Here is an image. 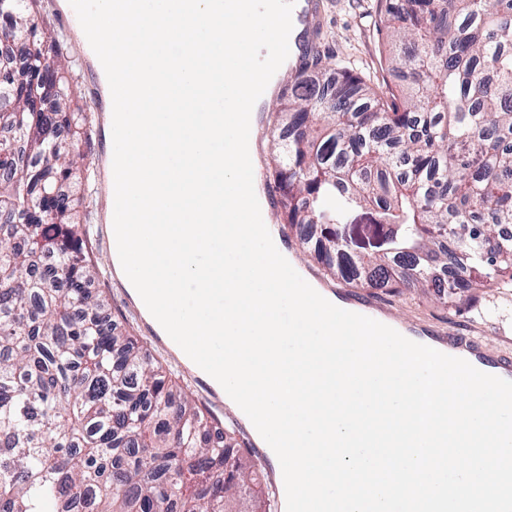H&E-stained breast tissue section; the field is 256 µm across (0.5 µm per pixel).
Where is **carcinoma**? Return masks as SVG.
Instances as JSON below:
<instances>
[{
  "label": "carcinoma",
  "instance_id": "1",
  "mask_svg": "<svg viewBox=\"0 0 512 512\" xmlns=\"http://www.w3.org/2000/svg\"><path fill=\"white\" fill-rule=\"evenodd\" d=\"M392 70L280 98L288 228L344 284L512 286V0H384ZM0 512H262L256 464L102 318L55 42L0 0Z\"/></svg>",
  "mask_w": 512,
  "mask_h": 512
}]
</instances>
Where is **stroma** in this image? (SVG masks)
<instances>
[{
    "label": "stroma",
    "mask_w": 512,
    "mask_h": 512,
    "mask_svg": "<svg viewBox=\"0 0 512 512\" xmlns=\"http://www.w3.org/2000/svg\"><path fill=\"white\" fill-rule=\"evenodd\" d=\"M322 26L318 34L317 57L323 67L341 69L349 75L364 79L376 91L395 85L389 71L388 46L380 0H323ZM67 0H37L35 8L47 34L60 48L58 61L72 90V110L86 113L88 121L78 141L83 172L81 222L90 241H93V259L97 276L93 290L108 303L105 317L138 338L147 353L171 379L178 391L196 396L191 371L184 366L166 344L151 336L144 318L135 316L131 300L121 299L116 288L111 247L97 246L99 235L105 234V210L109 189L103 172L101 146L97 129L104 115L87 88V75L94 64V53L83 32L57 29L53 10L66 5ZM374 296L387 301L401 324L434 322L440 325L481 327L483 341L491 350L502 347L500 331L512 336V297L497 288H479L463 301L442 305L432 296L419 291L396 294L382 288L374 289Z\"/></svg>",
    "instance_id": "stroma-1"
}]
</instances>
